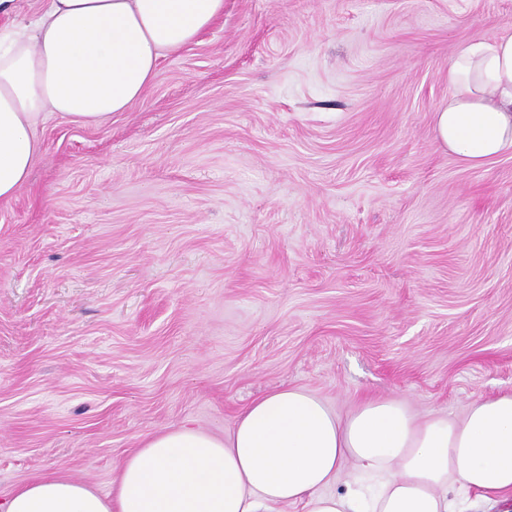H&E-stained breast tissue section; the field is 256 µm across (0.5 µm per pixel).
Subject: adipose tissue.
<instances>
[{"mask_svg":"<svg viewBox=\"0 0 512 512\" xmlns=\"http://www.w3.org/2000/svg\"><path fill=\"white\" fill-rule=\"evenodd\" d=\"M224 14V0H44L28 24L0 27V202L16 197L54 114L100 125L140 100L165 52ZM436 139L478 168L512 153V27L460 48ZM374 474L336 491L346 461ZM512 507V394L473 401L463 417L422 418L396 398L336 415L284 386L246 406L215 436L183 425L143 440L111 493L59 474L17 487L0 512H458Z\"/></svg>","mask_w":512,"mask_h":512,"instance_id":"1","label":"adipose tissue"}]
</instances>
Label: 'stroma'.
<instances>
[{"instance_id": "obj_1", "label": "stroma", "mask_w": 512, "mask_h": 512, "mask_svg": "<svg viewBox=\"0 0 512 512\" xmlns=\"http://www.w3.org/2000/svg\"><path fill=\"white\" fill-rule=\"evenodd\" d=\"M512 0H224L0 203V501L109 493L143 438L300 386L346 415L512 392V155L438 147L458 48Z\"/></svg>"}]
</instances>
